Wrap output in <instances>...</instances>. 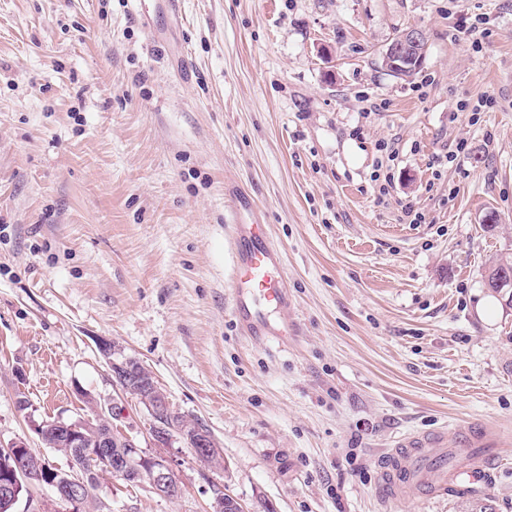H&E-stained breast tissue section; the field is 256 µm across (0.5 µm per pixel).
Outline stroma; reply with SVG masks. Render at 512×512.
<instances>
[{
	"label": "stroma",
	"instance_id": "stroma-1",
	"mask_svg": "<svg viewBox=\"0 0 512 512\" xmlns=\"http://www.w3.org/2000/svg\"><path fill=\"white\" fill-rule=\"evenodd\" d=\"M411 26L428 53L404 82L380 52ZM239 188L284 256L286 348L232 318ZM511 253L512 0H0V448L68 468L36 427L117 395L106 342L221 454L156 443L125 397L119 432L179 492L103 472L110 512H214L218 487L245 512H512V447L490 482L390 511L375 466L407 431L512 429V308L483 283ZM377 150L381 153L382 159L372 177V182L375 183L374 186L377 192V199L381 201V199L389 194L388 187L391 184L390 170L392 169L394 162L397 160V156L389 144L385 142L380 143ZM149 458H159L161 460L162 457L159 456H153ZM158 460L161 465L155 469L152 470L150 474V463L147 461L146 465L143 467L141 466V472L142 477H139L137 479H129L127 481L132 483H145L149 488L151 487L148 481V476L151 477V484L153 486V490L157 493H159L162 496L166 495H176L178 492V484L176 481V478L174 476V473L172 469L169 467V465L166 463V461Z\"/></svg>",
	"mask_w": 512,
	"mask_h": 512
}]
</instances>
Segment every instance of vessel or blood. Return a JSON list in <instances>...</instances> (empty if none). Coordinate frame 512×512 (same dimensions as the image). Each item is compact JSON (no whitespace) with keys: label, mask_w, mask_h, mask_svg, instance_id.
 <instances>
[{"label":"vessel or blood","mask_w":512,"mask_h":512,"mask_svg":"<svg viewBox=\"0 0 512 512\" xmlns=\"http://www.w3.org/2000/svg\"><path fill=\"white\" fill-rule=\"evenodd\" d=\"M231 228L232 316L240 335L287 347L299 325L284 281V257L271 244L269 227L244 195L231 198L226 212ZM512 446V436L475 422L425 432H410L376 461L378 488L384 504H397L418 494L447 495L479 482L493 468L499 449Z\"/></svg>","instance_id":"b4317fda"}]
</instances>
